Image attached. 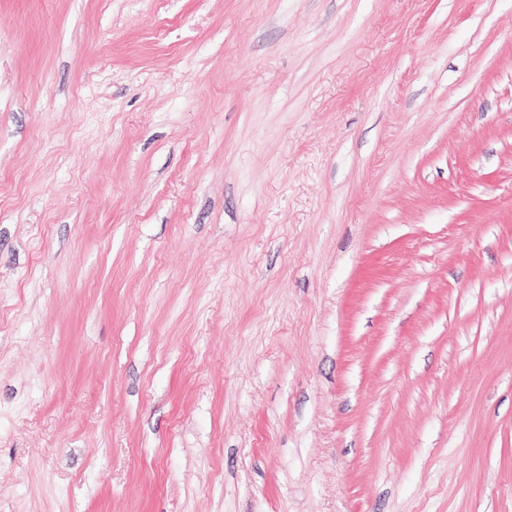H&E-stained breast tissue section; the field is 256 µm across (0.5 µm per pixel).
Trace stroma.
<instances>
[{"label": "stroma", "mask_w": 512, "mask_h": 512, "mask_svg": "<svg viewBox=\"0 0 512 512\" xmlns=\"http://www.w3.org/2000/svg\"><path fill=\"white\" fill-rule=\"evenodd\" d=\"M0 512H512V0H0Z\"/></svg>", "instance_id": "obj_1"}]
</instances>
